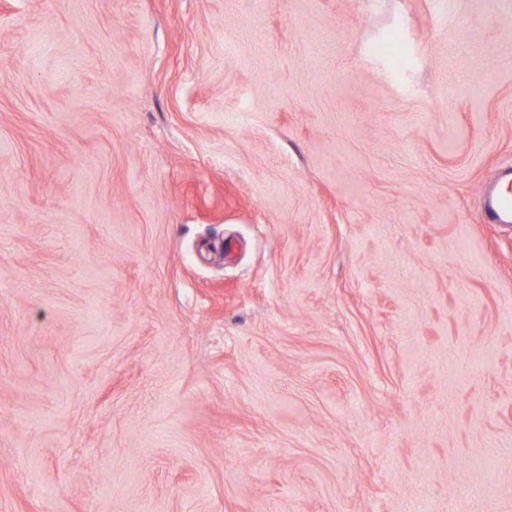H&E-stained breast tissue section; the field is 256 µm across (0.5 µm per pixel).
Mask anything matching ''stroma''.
Segmentation results:
<instances>
[{
  "mask_svg": "<svg viewBox=\"0 0 512 512\" xmlns=\"http://www.w3.org/2000/svg\"><path fill=\"white\" fill-rule=\"evenodd\" d=\"M508 166L512 0H0V512H512ZM512 171L511 167L501 172L499 187L486 195L484 211L490 221L498 224H512Z\"/></svg>",
  "mask_w": 512,
  "mask_h": 512,
  "instance_id": "stroma-1",
  "label": "stroma"
}]
</instances>
